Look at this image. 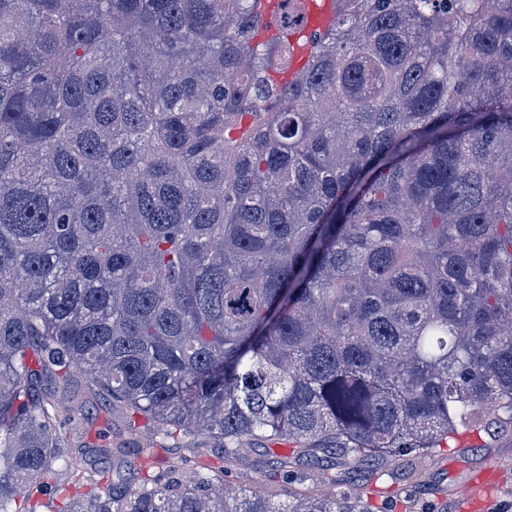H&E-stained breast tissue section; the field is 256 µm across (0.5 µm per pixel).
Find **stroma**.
<instances>
[{"label": "stroma", "instance_id": "1", "mask_svg": "<svg viewBox=\"0 0 512 512\" xmlns=\"http://www.w3.org/2000/svg\"><path fill=\"white\" fill-rule=\"evenodd\" d=\"M84 443L92 448L101 447L106 439L125 432V420L112 413L105 405L96 406L73 421ZM294 449L288 444H275L269 448H256L246 460L230 467L228 480L236 485H247L252 476H260L262 490L275 493L277 503L288 501V486L282 478L270 477L273 461L292 456ZM337 455L319 454L317 459L305 462L313 473L345 480L355 491L363 493L373 512H409L404 481L398 473L418 465L424 472V481L417 492L419 501H437L441 512H455L454 491L462 490L477 473L490 465L502 470V481L493 494L495 512H504L512 506V433L493 437L478 432L459 434L448 445L436 449L430 457L414 461L408 457L373 459L351 467L337 464Z\"/></svg>", "mask_w": 512, "mask_h": 512}]
</instances>
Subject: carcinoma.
Wrapping results in <instances>:
<instances>
[{
    "label": "carcinoma",
    "mask_w": 512,
    "mask_h": 512,
    "mask_svg": "<svg viewBox=\"0 0 512 512\" xmlns=\"http://www.w3.org/2000/svg\"><path fill=\"white\" fill-rule=\"evenodd\" d=\"M307 2L0 0V512H372L300 458L512 430V0ZM59 393L215 462L67 489ZM307 12L308 29H324L334 13L333 0H309ZM285 456H296L294 448L288 446V443L271 445L269 448H256L254 452L248 455L246 460L228 465V482L236 485H245L256 490H265L277 494L273 501L276 504H288V485L283 482L282 475L277 478L261 477L260 487L252 484L249 479L252 476L259 475L260 471L264 474L270 472L272 461H276ZM262 474V475H264Z\"/></svg>",
    "instance_id": "cac0c4a2"
}]
</instances>
